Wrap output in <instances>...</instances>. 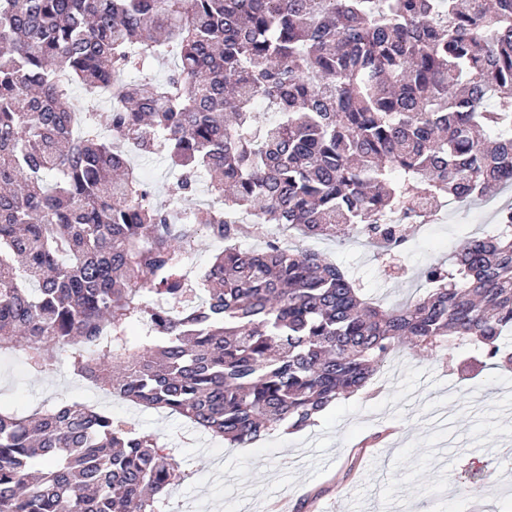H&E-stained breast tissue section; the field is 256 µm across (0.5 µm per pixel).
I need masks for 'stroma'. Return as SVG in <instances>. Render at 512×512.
<instances>
[{
  "label": "stroma",
  "mask_w": 512,
  "mask_h": 512,
  "mask_svg": "<svg viewBox=\"0 0 512 512\" xmlns=\"http://www.w3.org/2000/svg\"><path fill=\"white\" fill-rule=\"evenodd\" d=\"M133 166L156 202L174 201L178 176L163 156L137 157ZM511 203L512 190L501 188L468 211L445 208L389 257L359 240L288 242L317 250L391 304L423 294L425 268L447 261ZM62 402L92 405L169 444L186 476L170 489L165 512L192 501L201 512H268L281 500L289 512H512V368L482 365L468 344L401 345L365 389L315 425L278 428L243 448L113 397L74 374L67 355L36 374L21 349L0 354L1 409L28 415Z\"/></svg>",
  "instance_id": "obj_1"
}]
</instances>
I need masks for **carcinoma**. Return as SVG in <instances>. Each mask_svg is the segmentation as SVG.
<instances>
[{
	"label": "carcinoma",
	"instance_id": "cac0c4a2",
	"mask_svg": "<svg viewBox=\"0 0 512 512\" xmlns=\"http://www.w3.org/2000/svg\"><path fill=\"white\" fill-rule=\"evenodd\" d=\"M170 56L164 80H127ZM75 86L112 94V135ZM131 152L164 154L183 200L208 176L222 207L154 203ZM506 183L512 0H0V352L23 343L37 374L67 352L234 447L314 424L401 342L512 362V204L391 307L314 251H241L224 214L384 253L418 209ZM195 227L228 243L199 301L180 274ZM183 478L104 411L0 412V512H161Z\"/></svg>",
	"mask_w": 512,
	"mask_h": 512
}]
</instances>
